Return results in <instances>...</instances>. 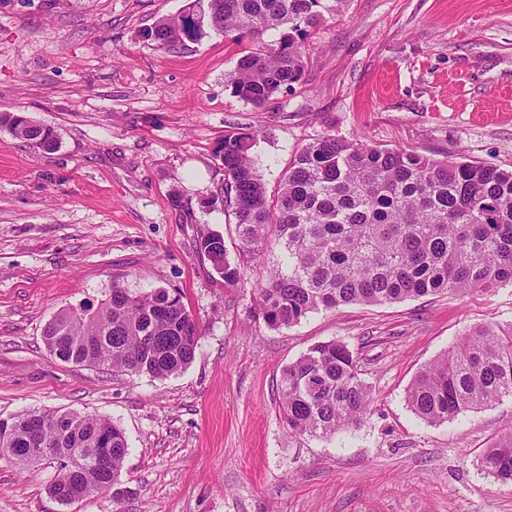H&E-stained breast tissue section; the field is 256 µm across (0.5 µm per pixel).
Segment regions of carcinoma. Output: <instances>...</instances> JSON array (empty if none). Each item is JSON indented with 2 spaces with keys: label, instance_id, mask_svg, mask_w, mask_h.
<instances>
[{
  "label": "carcinoma",
  "instance_id": "carcinoma-1",
  "mask_svg": "<svg viewBox=\"0 0 512 512\" xmlns=\"http://www.w3.org/2000/svg\"><path fill=\"white\" fill-rule=\"evenodd\" d=\"M346 0H188L183 14L140 31L162 51L198 41L206 30L238 42L280 32L242 56L228 82L236 96L262 107L298 83L302 41L324 13ZM0 127L51 151V130L12 112ZM254 134L228 131L216 153L224 186L213 197L234 215L242 250L260 256L275 245L283 266L258 283L268 324L290 327L312 312L352 303L382 304L437 294H468L512 284V170L475 162L437 161L413 150L383 149L334 135L303 148L274 200L250 154ZM198 252L226 288L244 280L227 257L224 237L198 238ZM201 332L176 292L132 293L119 286L97 306L62 310L44 330L47 349L62 362L162 379L194 359ZM280 413L297 434L331 438L359 427L375 398L348 346H311L283 370ZM512 395V324L473 327L426 365L407 392L410 409L428 423L492 406ZM37 422L50 459L65 471L49 494L69 504L110 491L124 495L127 454L122 429L73 412L29 411L0 430V459L24 466ZM480 466L512 484V432L485 448Z\"/></svg>",
  "mask_w": 512,
  "mask_h": 512
}]
</instances>
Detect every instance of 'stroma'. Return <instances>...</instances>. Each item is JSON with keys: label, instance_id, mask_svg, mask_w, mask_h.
<instances>
[{"label": "stroma", "instance_id": "stroma-1", "mask_svg": "<svg viewBox=\"0 0 512 512\" xmlns=\"http://www.w3.org/2000/svg\"><path fill=\"white\" fill-rule=\"evenodd\" d=\"M188 0H0V112L50 128L47 152L0 129V418L31 410L110 420L127 439L125 494L51 498L53 463L0 460V512H512V485L478 465L512 431V396L430 424L407 388L481 324L512 323V285L349 304L270 326L258 281L279 249L242 253L212 203L227 130L251 150L268 196L297 153L336 135L379 148L512 169V0H346L310 28L292 89L256 107L227 76L252 51L211 31L167 53L139 31ZM223 235L236 288L195 243ZM179 291L202 329L192 363L154 379L64 363L46 324L113 285ZM354 352L375 397L332 439L288 432L283 369L312 345Z\"/></svg>", "mask_w": 512, "mask_h": 512}]
</instances>
